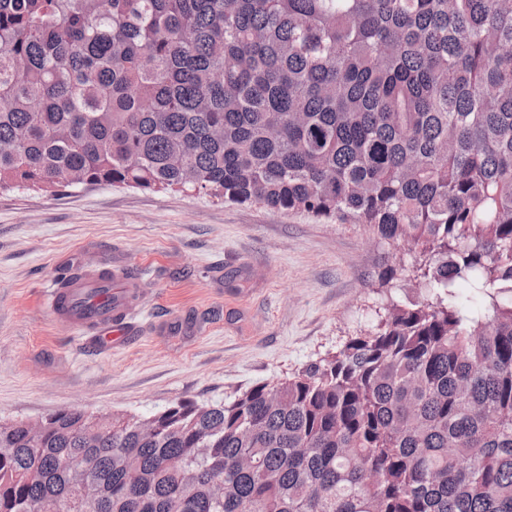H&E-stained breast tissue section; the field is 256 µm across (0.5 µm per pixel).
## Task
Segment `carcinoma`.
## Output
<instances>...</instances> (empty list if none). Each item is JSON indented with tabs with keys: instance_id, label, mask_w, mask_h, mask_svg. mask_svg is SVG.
<instances>
[{
	"instance_id": "obj_1",
	"label": "carcinoma",
	"mask_w": 512,
	"mask_h": 512,
	"mask_svg": "<svg viewBox=\"0 0 512 512\" xmlns=\"http://www.w3.org/2000/svg\"><path fill=\"white\" fill-rule=\"evenodd\" d=\"M95 185L351 221L424 294L222 402L0 425V512H512V0H0V193Z\"/></svg>"
}]
</instances>
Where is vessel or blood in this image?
I'll list each match as a JSON object with an SVG mask.
<instances>
[{"label": "vessel or blood", "instance_id": "obj_1", "mask_svg": "<svg viewBox=\"0 0 512 512\" xmlns=\"http://www.w3.org/2000/svg\"><path fill=\"white\" fill-rule=\"evenodd\" d=\"M100 272L85 271L72 275L68 282H52L46 292L56 321L80 331H95L104 336L124 333L126 313L122 301L111 302L106 296L90 298L96 288L107 287Z\"/></svg>", "mask_w": 512, "mask_h": 512}]
</instances>
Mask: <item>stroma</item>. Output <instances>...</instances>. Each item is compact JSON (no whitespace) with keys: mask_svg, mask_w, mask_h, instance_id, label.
<instances>
[{"mask_svg":"<svg viewBox=\"0 0 512 512\" xmlns=\"http://www.w3.org/2000/svg\"><path fill=\"white\" fill-rule=\"evenodd\" d=\"M413 254L364 227L203 195L98 185L0 193V416L153 414L271 383L374 330ZM83 266L142 286L111 348L60 325L45 291Z\"/></svg>","mask_w":512,"mask_h":512,"instance_id":"obj_1","label":"stroma"}]
</instances>
